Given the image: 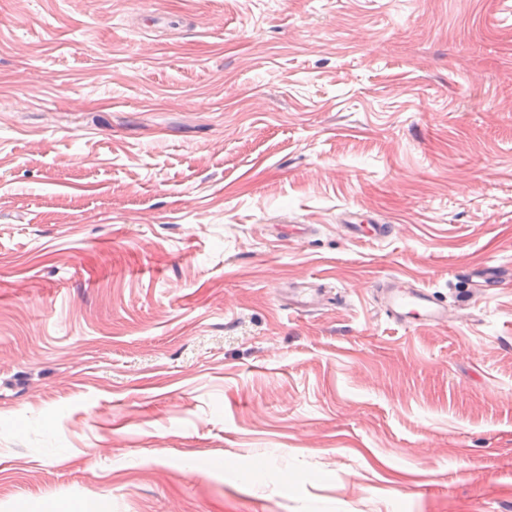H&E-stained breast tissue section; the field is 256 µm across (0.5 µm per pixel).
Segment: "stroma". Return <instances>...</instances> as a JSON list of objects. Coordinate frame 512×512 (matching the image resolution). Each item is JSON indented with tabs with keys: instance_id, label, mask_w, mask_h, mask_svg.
I'll list each match as a JSON object with an SVG mask.
<instances>
[{
	"instance_id": "stroma-1",
	"label": "stroma",
	"mask_w": 512,
	"mask_h": 512,
	"mask_svg": "<svg viewBox=\"0 0 512 512\" xmlns=\"http://www.w3.org/2000/svg\"><path fill=\"white\" fill-rule=\"evenodd\" d=\"M499 263L512 0H0V512H512ZM341 224L346 234L357 239L384 240L394 233V225L383 224L371 212L362 208H348L342 212ZM504 272L500 267L475 268L467 274L465 281L470 297L482 295L502 284ZM373 293L387 320L398 326H439L448 322V304L419 283L384 278L373 285ZM289 301L291 308L296 312L307 313L316 310L324 301V297L315 289L301 288L291 291Z\"/></svg>"
}]
</instances>
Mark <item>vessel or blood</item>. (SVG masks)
Returning <instances> with one entry per match:
<instances>
[{"mask_svg": "<svg viewBox=\"0 0 512 512\" xmlns=\"http://www.w3.org/2000/svg\"><path fill=\"white\" fill-rule=\"evenodd\" d=\"M341 224L346 234L358 239L384 240L391 237L394 227L381 223L371 212L361 208L345 209ZM504 273L497 267H482L470 271L466 284L468 293L478 296L499 287ZM387 320L401 327L411 325L439 326L448 321V306L434 292L421 284L399 277L384 278L373 286ZM324 300L312 288L292 290L289 301L295 311L307 313L316 310Z\"/></svg>", "mask_w": 512, "mask_h": 512, "instance_id": "b4317fda", "label": "vessel or blood"}]
</instances>
